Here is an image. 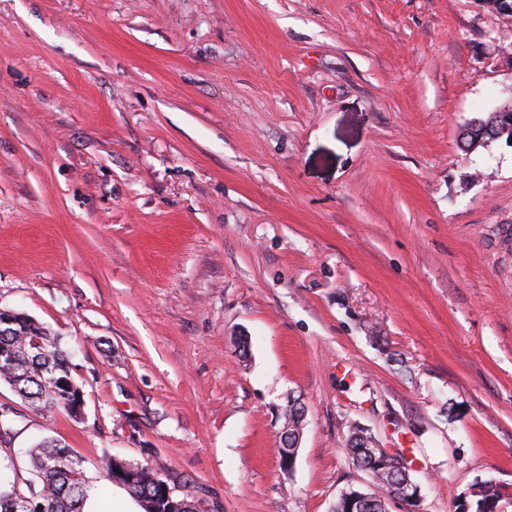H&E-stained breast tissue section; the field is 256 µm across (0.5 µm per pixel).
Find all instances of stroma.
I'll use <instances>...</instances> for the list:
<instances>
[{
	"label": "stroma",
	"mask_w": 512,
	"mask_h": 512,
	"mask_svg": "<svg viewBox=\"0 0 512 512\" xmlns=\"http://www.w3.org/2000/svg\"><path fill=\"white\" fill-rule=\"evenodd\" d=\"M510 98L482 0H0V306L61 336L85 401L0 381V476L52 437L129 512L105 456L199 512H330L373 489L357 424L422 512L488 479L512 512V143H459Z\"/></svg>",
	"instance_id": "stroma-1"
}]
</instances>
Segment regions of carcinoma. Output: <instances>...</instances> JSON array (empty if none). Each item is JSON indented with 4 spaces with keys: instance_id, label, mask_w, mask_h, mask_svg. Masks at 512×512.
<instances>
[{
    "instance_id": "obj_1",
    "label": "carcinoma",
    "mask_w": 512,
    "mask_h": 512,
    "mask_svg": "<svg viewBox=\"0 0 512 512\" xmlns=\"http://www.w3.org/2000/svg\"><path fill=\"white\" fill-rule=\"evenodd\" d=\"M16 335L0 336V346H8L18 354L8 363H0V380L7 382L15 393L37 411L53 406L68 413L70 402L76 398L79 386L72 377V363L60 339L27 315L18 312ZM41 342V352L26 355L22 350L31 341ZM304 404L293 400L285 411L289 430L303 425ZM70 449L54 439H44L29 451V464L34 479L22 489L16 481H0V512H23L24 502L32 512H84L91 486L85 477L82 462L69 457ZM347 454L353 466L375 473L380 493H369L363 501L336 500L333 512H383L385 498L398 474L400 459L392 457L387 463L378 462L369 454L364 438L353 429L347 439ZM102 476L117 484L139 503L143 512H196L190 494L175 497L168 488L186 482L174 473L161 475L148 463H130L109 458L102 467Z\"/></svg>"
}]
</instances>
